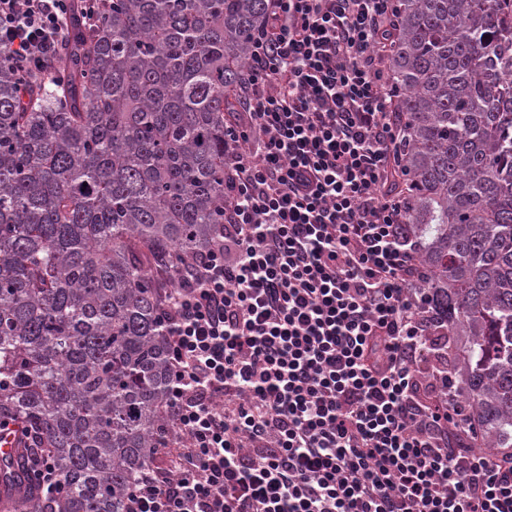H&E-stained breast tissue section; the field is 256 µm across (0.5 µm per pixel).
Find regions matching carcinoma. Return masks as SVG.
<instances>
[{
    "instance_id": "1",
    "label": "carcinoma",
    "mask_w": 512,
    "mask_h": 512,
    "mask_svg": "<svg viewBox=\"0 0 512 512\" xmlns=\"http://www.w3.org/2000/svg\"><path fill=\"white\" fill-rule=\"evenodd\" d=\"M398 0L392 191L421 241L479 443L512 450V14ZM270 0H100L53 73L0 69V432L41 449L0 473L23 512H125L166 423L172 267L224 223V123Z\"/></svg>"
}]
</instances>
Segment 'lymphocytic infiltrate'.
Here are the masks:
<instances>
[{
  "label": "lymphocytic infiltrate",
  "mask_w": 512,
  "mask_h": 512,
  "mask_svg": "<svg viewBox=\"0 0 512 512\" xmlns=\"http://www.w3.org/2000/svg\"><path fill=\"white\" fill-rule=\"evenodd\" d=\"M73 0H0L42 79ZM396 0H272L224 127V223L167 292L166 469L127 512H512L388 189Z\"/></svg>",
  "instance_id": "lymphocytic-infiltrate-1"
}]
</instances>
